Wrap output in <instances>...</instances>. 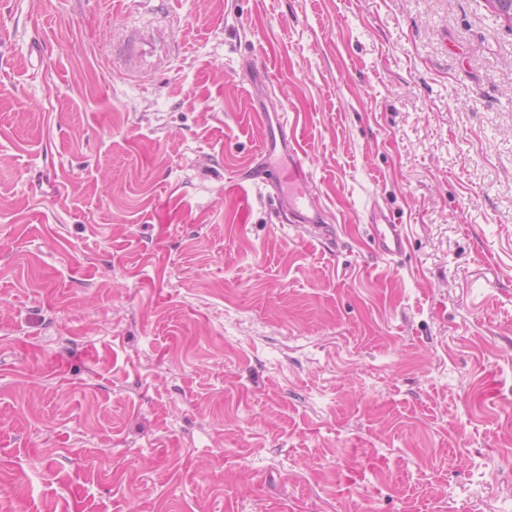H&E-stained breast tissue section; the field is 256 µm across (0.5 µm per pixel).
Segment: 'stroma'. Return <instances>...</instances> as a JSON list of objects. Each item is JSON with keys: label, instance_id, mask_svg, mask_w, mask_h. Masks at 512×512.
Here are the masks:
<instances>
[{"label": "stroma", "instance_id": "obj_1", "mask_svg": "<svg viewBox=\"0 0 512 512\" xmlns=\"http://www.w3.org/2000/svg\"><path fill=\"white\" fill-rule=\"evenodd\" d=\"M0 512H512L489 0H0ZM254 116L259 125L264 129L262 156L265 157L266 160H271L279 147L283 149L288 145L286 129L283 127V122H281L280 119H277L274 127L266 112H254ZM263 176L259 183L263 185L271 184L278 190L285 180H288V197L285 200V209L296 221L301 224H311L314 227H322L323 210L317 203L316 198L307 190L309 180L305 169L304 155L293 153L288 150V174H284L280 169L268 163L263 170ZM295 186V191H291V186ZM371 226L378 254L387 260L401 256L407 246L402 225L393 224L383 214H374Z\"/></svg>", "mask_w": 512, "mask_h": 512}]
</instances>
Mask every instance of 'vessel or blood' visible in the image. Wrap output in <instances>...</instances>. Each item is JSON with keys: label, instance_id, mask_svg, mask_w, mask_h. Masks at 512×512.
Listing matches in <instances>:
<instances>
[{"label": "vessel or blood", "instance_id": "obj_1", "mask_svg": "<svg viewBox=\"0 0 512 512\" xmlns=\"http://www.w3.org/2000/svg\"><path fill=\"white\" fill-rule=\"evenodd\" d=\"M255 118L263 129V155L272 158L278 149L287 146L286 130L283 125L273 124L266 113H256ZM308 180L303 156L293 152L288 155L287 170L270 165L265 167L261 178L262 184L277 188L285 183L294 185V192L289 193L285 200L287 213L299 223L317 227L322 223L323 211L307 189ZM372 228L376 250L382 258L391 260L405 252L407 238L401 225L391 223L385 215L377 214L372 219Z\"/></svg>", "mask_w": 512, "mask_h": 512}]
</instances>
